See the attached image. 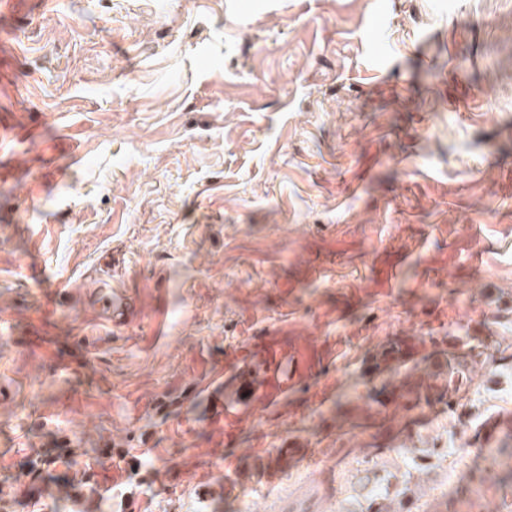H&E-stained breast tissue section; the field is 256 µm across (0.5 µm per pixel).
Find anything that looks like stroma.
<instances>
[{"instance_id":"stroma-1","label":"stroma","mask_w":512,"mask_h":512,"mask_svg":"<svg viewBox=\"0 0 512 512\" xmlns=\"http://www.w3.org/2000/svg\"><path fill=\"white\" fill-rule=\"evenodd\" d=\"M2 114L0 512H336L401 448L512 512V365L398 389L512 323V0H13ZM254 341L304 369L213 424Z\"/></svg>"}]
</instances>
